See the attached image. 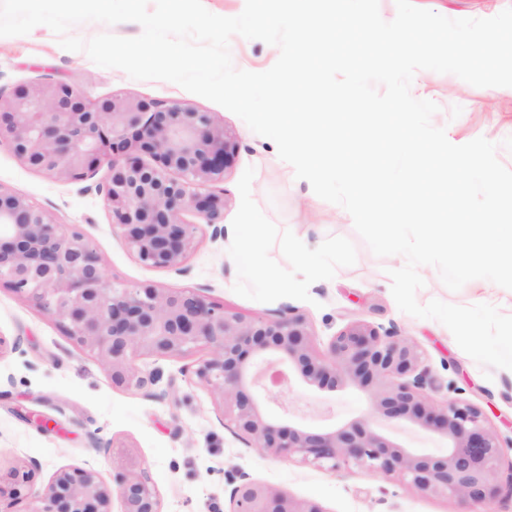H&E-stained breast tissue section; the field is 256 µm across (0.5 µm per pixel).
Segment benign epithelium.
I'll use <instances>...</instances> for the list:
<instances>
[{"label": "benign epithelium", "mask_w": 512, "mask_h": 512, "mask_svg": "<svg viewBox=\"0 0 512 512\" xmlns=\"http://www.w3.org/2000/svg\"><path fill=\"white\" fill-rule=\"evenodd\" d=\"M27 166L82 181L102 165L110 171L95 186L112 212V224L137 259L181 271L204 225L211 239L225 237L224 198L204 192L224 179L236 144L208 112L158 101L106 99L91 106L71 85L29 83L0 90V144ZM152 162L145 163L141 155ZM192 213L201 223L183 220ZM25 295L57 318L71 340L92 352L112 382L148 396L162 372L140 371L144 354L183 356L207 350L192 373L222 397L223 417L248 446L279 458L337 470L356 467L395 477L425 495L473 502L502 493L494 475L502 443L479 407L436 400L438 390L416 344L391 322L352 323L318 356L305 318L288 306L272 318H247L194 292L109 282L81 232L54 222L23 197L0 190V284ZM298 366L319 387L353 384L370 391L373 410L448 440L447 452H414L365 419L338 428L307 430L268 418L264 401H277ZM37 465L0 480V498L28 502L25 512H110L112 493L122 512H162L158 490L141 468H122L110 485L95 471L58 470L44 492L29 501L23 491ZM229 512H323L314 502L241 475Z\"/></svg>", "instance_id": "1"}]
</instances>
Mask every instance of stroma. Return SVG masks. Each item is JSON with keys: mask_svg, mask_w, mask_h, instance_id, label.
<instances>
[{"mask_svg": "<svg viewBox=\"0 0 512 512\" xmlns=\"http://www.w3.org/2000/svg\"><path fill=\"white\" fill-rule=\"evenodd\" d=\"M450 19L490 18L512 0H415ZM235 68L263 72L279 57L277 47L233 36ZM43 78L73 86L90 104L112 97L135 102L171 101L211 113L237 145L223 181L208 191L223 195L221 222L240 234L237 254L209 232L197 233L182 272L140 262L112 225V213L95 184L109 176L100 166L84 181L35 171L0 147V189L25 198L60 224L77 228L96 250L108 281L202 292L247 317L293 307L307 319L316 353H323L349 322L395 323L420 349L440 385L438 398L477 405L501 438L512 437V370L481 366L433 319L400 311L391 293L390 270L400 255L375 256L357 234L351 215L320 199L309 182L282 161L275 143L254 133L224 107L167 81H141L103 68L85 52L63 49L39 25L23 36L0 37V86ZM413 97L435 102V126L455 145L483 137L512 169V87L472 86L455 75L418 71ZM416 298L467 306L486 301L512 315V290L482 296L474 284L449 290L427 266ZM0 336L21 339L20 351L0 348V375L12 376L0 397V470L38 463L34 490L54 473L81 467L111 480L120 458L144 469L157 487L162 512H228L241 475L318 503L323 512H512V496L475 504L419 493L394 478L355 467L330 470L298 459L276 458L245 445L222 424V403L187 370L197 355H143L137 366L161 369L154 396L113 384L106 367L73 343L60 322L24 295L0 286ZM295 423L325 427L368 416L370 394L356 386L318 388L294 380L289 394Z\"/></svg>", "mask_w": 512, "mask_h": 512, "instance_id": "stroma-1", "label": "stroma"}]
</instances>
